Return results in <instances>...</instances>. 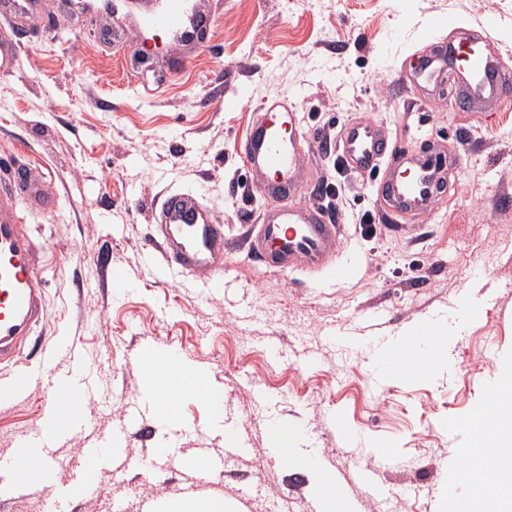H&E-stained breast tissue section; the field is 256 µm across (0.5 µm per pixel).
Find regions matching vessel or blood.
Wrapping results in <instances>:
<instances>
[{"label": "vessel or blood", "mask_w": 512, "mask_h": 512, "mask_svg": "<svg viewBox=\"0 0 512 512\" xmlns=\"http://www.w3.org/2000/svg\"><path fill=\"white\" fill-rule=\"evenodd\" d=\"M134 4L140 26L160 29L171 47L198 42L204 20L191 8L189 0H134ZM16 62L13 30L10 24L0 25V70L12 68ZM450 72L455 75L457 103L472 106L512 102V73L501 69L495 51L481 35H467L459 44L442 46L426 56L419 77L438 85ZM296 112L295 105L285 101L263 108L241 144L246 163L260 180L267 200L258 222L247 225L244 241L250 253L271 268L284 270L292 266L341 281L347 270L334 263L338 225L330 223L319 209L291 202L292 197L302 194L308 178L299 148L303 135ZM339 147L346 162L361 172L379 169L395 151L379 125L371 121H355L344 127ZM410 164L409 174H392L381 183V207L385 212L397 216L430 211L448 171L458 169L459 159L449 156L447 165L441 167L430 157L419 156L412 158ZM22 204L33 210L50 207L51 196L42 180L22 174L0 187V362L13 359L33 327L47 316L45 289L38 272L39 252L17 220V208ZM155 220L156 232L146 254L157 260L159 272L176 266L204 275L211 289L223 288L224 227L215 223L206 204L189 193H171L165 196ZM442 342L439 336H410L403 345L385 349L381 368L386 371L401 367L408 377H429L431 364L417 350L424 343ZM165 360L167 377H148L143 397L126 403L120 427L105 437L89 435V423L76 408L77 402L100 394L91 370L77 359L64 375L49 379L41 429L0 453V499L33 490L45 495L49 512H69L74 500L97 492L98 469L112 460L140 469L167 464L173 454L169 447L153 449L148 459L124 457L127 436L139 430L150 413L171 432L180 431L184 422L179 409L159 410L160 396L172 385L190 378L206 398L210 395L211 380L202 371L186 374L177 350H168ZM30 389L29 373L16 372L6 386L0 387V404L12 403ZM78 434L86 437L82 450L84 464L73 492L68 493L59 490L57 476L69 455L65 443ZM268 434L274 451L284 461L298 452L304 430L298 422L282 418L269 423ZM240 452L234 442L229 443L222 457L201 448L184 456L183 464L195 473L220 474L225 457Z\"/></svg>", "instance_id": "1"}]
</instances>
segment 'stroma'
<instances>
[{"label":"stroma","instance_id":"obj_1","mask_svg":"<svg viewBox=\"0 0 512 512\" xmlns=\"http://www.w3.org/2000/svg\"><path fill=\"white\" fill-rule=\"evenodd\" d=\"M211 19L204 45L182 74L157 29L112 37L111 12L78 0H43L13 20L20 57L0 72V169L44 176L55 204L19 216L41 246L49 300L46 320L26 342L32 391L0 409V451L42 422V389L74 354L93 369L103 399L81 404L91 427L118 426L127 400L141 396L145 350L177 344L185 362L224 391L215 421L198 394L185 393L179 447L224 452L226 427L245 443L223 474L119 473L103 466L100 491L74 512H148L182 494L224 496L235 512H312L313 475L272 452L267 423L303 424L304 445L339 480L352 512H457L474 488L467 421L488 400L489 380L512 373V104L460 111L451 86L416 83L423 56L463 31L488 27L512 72V0H197ZM496 26H488L489 18ZM151 66L132 68L133 49ZM298 108L310 169L303 200L322 205L341 182L337 263L352 275L333 281L300 269L273 271L247 251L224 256V287L203 277L159 274L146 257L164 195H200L229 238L243 235L264 200L240 151L261 107ZM371 120L400 160L453 152L461 165L432 210L394 231L378 201L383 171L337 169L336 144L350 122ZM371 226H360L363 215ZM125 274L124 295L104 286V268ZM456 336L448 368L416 381L371 375L383 347L425 322ZM277 343L279 360L266 347ZM394 451L384 460L380 449ZM377 470L390 488L370 497L359 483ZM257 484L243 497L244 484Z\"/></svg>","mask_w":512,"mask_h":512}]
</instances>
